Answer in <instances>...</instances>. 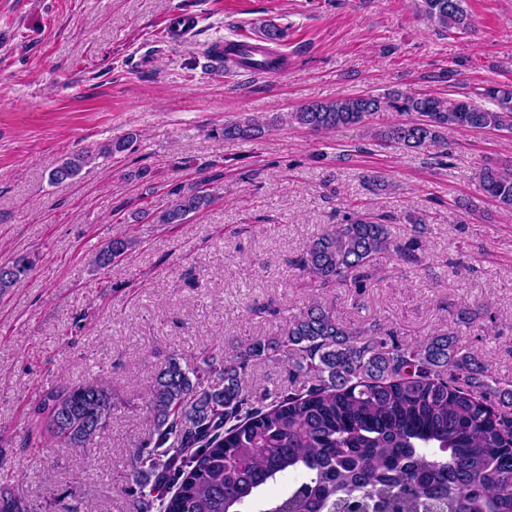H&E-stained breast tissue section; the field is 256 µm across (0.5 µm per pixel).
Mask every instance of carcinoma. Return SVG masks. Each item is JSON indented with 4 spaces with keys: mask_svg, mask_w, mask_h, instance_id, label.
Listing matches in <instances>:
<instances>
[{
    "mask_svg": "<svg viewBox=\"0 0 512 512\" xmlns=\"http://www.w3.org/2000/svg\"><path fill=\"white\" fill-rule=\"evenodd\" d=\"M420 12L448 31L472 27L465 0H421ZM484 96L494 107L427 93L348 96L304 105L288 120L330 132L367 126L392 109L407 119L374 129L377 144L442 148L450 126L512 133V86L491 84ZM220 134L243 141L261 129L235 121ZM92 160L76 153L49 181L71 182ZM477 178L484 197L512 211V162L486 165ZM220 179L214 173L175 186L164 209L135 218L183 224L212 203ZM130 247L114 236L93 262L107 268ZM382 254L421 263L418 241H396L387 216L355 215L311 240L293 266L317 290L359 288ZM33 266L27 253L0 265V296ZM258 360L286 362L290 384L249 393L245 377ZM117 403L103 381L62 383L34 407L24 447L85 451L108 429ZM148 410L153 430L124 476L136 512H512V387L451 332L401 344L388 330L369 334L338 320L315 299L284 335L255 337L229 357H167L155 370ZM287 474L298 481L268 496ZM51 506L80 512L81 502L64 492ZM0 512H34V505L4 487Z\"/></svg>",
    "mask_w": 512,
    "mask_h": 512,
    "instance_id": "carcinoma-1",
    "label": "carcinoma"
}]
</instances>
